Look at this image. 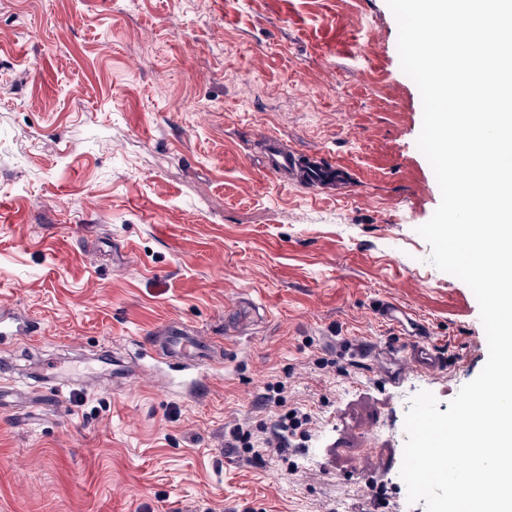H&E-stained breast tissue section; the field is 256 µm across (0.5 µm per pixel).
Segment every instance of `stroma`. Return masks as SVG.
I'll use <instances>...</instances> for the list:
<instances>
[{"mask_svg":"<svg viewBox=\"0 0 512 512\" xmlns=\"http://www.w3.org/2000/svg\"><path fill=\"white\" fill-rule=\"evenodd\" d=\"M397 37L386 0H0V310L39 326L0 339V390L33 360L131 366L0 407V512H426L406 412L447 411L488 347L417 233L441 194ZM274 142L343 180L283 179ZM175 322L215 342L198 398L137 354ZM419 325L442 365L392 382ZM277 381L313 415L291 472L224 445Z\"/></svg>","mask_w":512,"mask_h":512,"instance_id":"stroma-1","label":"stroma"}]
</instances>
